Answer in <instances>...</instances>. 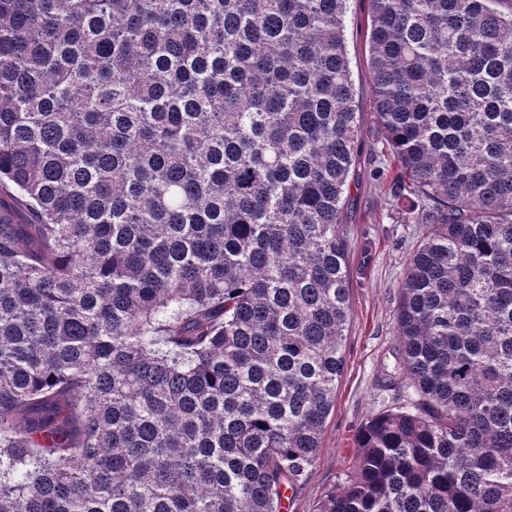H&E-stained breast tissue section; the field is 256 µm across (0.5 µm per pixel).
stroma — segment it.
Listing matches in <instances>:
<instances>
[{
	"label": "stroma",
	"mask_w": 512,
	"mask_h": 512,
	"mask_svg": "<svg viewBox=\"0 0 512 512\" xmlns=\"http://www.w3.org/2000/svg\"><path fill=\"white\" fill-rule=\"evenodd\" d=\"M368 23V0H350L346 40L362 132L342 216L348 242L350 303L344 365L321 448L294 490L289 491L288 512H318L324 497L342 487L354 463L359 428L370 415L399 402L396 392L380 388L379 379L384 368L395 362L400 285L421 231L419 225L402 223L392 198L372 175L374 149L384 133L373 118Z\"/></svg>",
	"instance_id": "1"
}]
</instances>
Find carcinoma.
Masks as SVG:
<instances>
[{
  "label": "carcinoma",
  "mask_w": 512,
  "mask_h": 512,
  "mask_svg": "<svg viewBox=\"0 0 512 512\" xmlns=\"http://www.w3.org/2000/svg\"><path fill=\"white\" fill-rule=\"evenodd\" d=\"M349 2L0 0V512H282L343 370ZM369 2L410 397L319 512H512V0Z\"/></svg>",
  "instance_id": "obj_1"
}]
</instances>
